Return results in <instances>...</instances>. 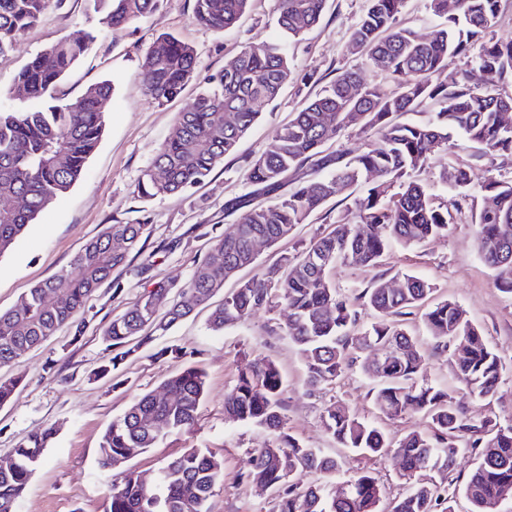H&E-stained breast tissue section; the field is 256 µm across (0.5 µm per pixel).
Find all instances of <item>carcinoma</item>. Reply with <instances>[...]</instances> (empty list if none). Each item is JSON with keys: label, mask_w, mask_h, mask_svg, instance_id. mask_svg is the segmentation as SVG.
Segmentation results:
<instances>
[{"label": "carcinoma", "mask_w": 512, "mask_h": 512, "mask_svg": "<svg viewBox=\"0 0 512 512\" xmlns=\"http://www.w3.org/2000/svg\"><path fill=\"white\" fill-rule=\"evenodd\" d=\"M47 0H0V54L34 25ZM100 30L139 20L156 0H89ZM252 0H195L193 19L217 31L234 27ZM368 6L351 34L347 52L364 54L368 64L385 72L388 88L369 83L359 68L340 72L308 100L247 163V180L255 192L274 197L270 204L246 199L230 201L227 209L240 212L234 230L216 240L214 249L238 270L255 265L252 237L262 235L274 244L298 224L322 209L345 189L364 187L351 206L336 214L334 229L313 239L300 254L283 258L273 267L239 283L224 302L214 307L209 326L214 332L269 310L278 301L288 309L285 335L306 363L309 391L336 384L357 368L374 385L375 405L395 419L407 412L431 418L433 433L409 431L395 441L358 416L325 408V432L342 448L363 458L398 456L401 476L409 487L388 504V512H454L458 491L471 512H498L512 500V423L475 418L423 376L424 351L404 326L403 317L421 313L432 345L453 348L455 373L475 401L496 396L503 365L465 310L449 300L431 301L434 287L410 273L401 275L405 288L393 291L379 275L355 298L340 294L330 278L338 265L376 267L394 244L421 243L448 231V205L427 194L419 172L447 151L455 136L482 151L512 152V94L495 85L471 87L467 72L447 75L448 58L475 51V62L498 80L512 79V37L486 41L498 18L500 0H430L442 22L430 36L402 27L397 17L405 0H367ZM278 27L299 39L323 18L326 0H275ZM95 36L87 33L47 47L15 78L19 107L0 108V255L9 251L27 226L57 196L80 178L105 130L101 100L112 93V81L87 87L72 102L57 97L59 81L90 49ZM198 54L188 42L161 34L146 51L142 69L146 94L162 104L180 95L197 67ZM292 77L287 51L279 43L243 48L224 70L209 78L210 88L191 108L179 113L169 136L153 161L167 169L165 182L146 170L137 195L144 199L179 193L205 182L213 169L232 154L252 124L279 96ZM361 87L357 100L349 88ZM438 110L425 124L404 122L427 101ZM368 130L379 140L360 153L328 151L327 132L348 128ZM441 180L455 188L471 184L468 171H440ZM471 221L479 226L478 248L495 271L501 291L512 294V180L494 178L480 185L471 204ZM147 231L145 224H108L70 261L68 267L35 284L17 303L0 311V369L25 351L37 347L84 313L89 296L123 268ZM122 239L126 248L116 249ZM224 288V267L204 262L183 287L160 284L142 294L116 315L103 333L107 356L97 374L117 367L137 337L163 335L191 313L185 299L207 306ZM370 309L377 320L363 323ZM389 344L400 353L376 359L372 352ZM20 379L0 375V407L13 397ZM284 379L272 361L240 367L233 388L224 397L228 418L278 432L275 442L253 455L241 474L246 484H262L278 499L276 512H380L384 488L369 472L345 476L338 462L315 448H306L284 431ZM205 394V375L187 367L169 377L156 391L140 395L120 417L112 420L99 445V465L140 453L164 437L190 430ZM55 430H31L12 449L9 464L0 467V512H15L33 471L45 462V450ZM477 448L481 455L463 488L453 472L457 458ZM313 473L316 479L299 490L293 478ZM222 477L215 454L189 448L160 468L152 484L128 472L112 485L107 512H208L207 502ZM345 481L348 493L336 496Z\"/></svg>", "instance_id": "obj_1"}]
</instances>
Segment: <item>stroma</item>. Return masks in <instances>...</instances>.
<instances>
[{
  "label": "stroma",
  "instance_id": "1",
  "mask_svg": "<svg viewBox=\"0 0 512 512\" xmlns=\"http://www.w3.org/2000/svg\"><path fill=\"white\" fill-rule=\"evenodd\" d=\"M274 4L275 0H253L235 27L217 32L193 23L194 0H158L147 17L96 40L59 83L58 96L69 102L88 85L111 80L112 93L103 107L105 132L76 184L52 201L14 248L0 256V310L11 308L33 285L65 269L106 225L144 224L149 236L141 250L131 254L127 266L92 293L77 326L64 328L26 351L9 369L21 384L11 401L0 407V457L9 455L34 428L48 426L56 431L46 461L32 475L17 512H105L112 485L120 479L118 472L98 466L99 443L106 427L137 396L156 389L187 366L199 367L206 375L195 427L144 450L127 462V469L150 477L187 449H207L223 460V477L208 502L209 512H275L272 492L258 491L240 478L253 449L271 444L274 433L229 421L224 415V396L234 386L240 366L261 360L273 361L285 377L287 432L307 447L341 455L344 473L370 470L388 497L404 491L400 468L392 457L366 460L338 452L322 426L323 412L326 406L337 405L373 422L394 439L413 429L430 430V419L419 412L396 420L379 414L371 383L355 369L333 388L308 393L304 361L281 329L287 319L284 307L258 313L220 333L209 328L208 309L196 308L167 335L135 348L111 375L96 374L104 355L102 332L112 317L157 284H185L210 256L216 236L233 230L238 216L228 211L227 204L252 190L245 176L246 162L290 114L348 67L362 68L372 82L384 79L368 68L365 57L346 52L366 0H328L320 24L301 41L288 44L292 78L235 152L202 185L150 201L138 198L137 184L178 113L192 105L210 76L223 70L242 48L282 41ZM96 25L88 0H49L38 23L0 55V103L16 105L14 79L28 60L49 45L82 35ZM164 32L191 43L198 62L195 78L182 93L158 104L145 93L141 63L154 38ZM446 165L466 168L475 187L491 177L512 180V154L482 155L466 140L453 138L447 152L421 174L428 194L454 207L447 233L418 245H393L381 269L339 265L331 278L341 292L355 294L376 273L390 277L411 272L435 285L436 299L458 303L505 363L500 391L488 406L472 403L454 373L449 351L442 349H427L424 373L471 414L510 424L512 295L497 288L492 271L481 261L469 200L463 191L451 189L439 178ZM345 206V200L333 198L306 223L296 225L287 238L263 248L258 256L260 268L280 264L314 237L329 233L333 216ZM172 348L186 350V357L172 358L168 354Z\"/></svg>",
  "mask_w": 512,
  "mask_h": 512
}]
</instances>
